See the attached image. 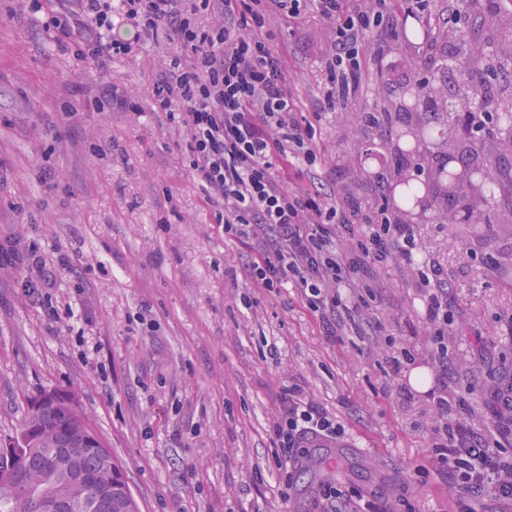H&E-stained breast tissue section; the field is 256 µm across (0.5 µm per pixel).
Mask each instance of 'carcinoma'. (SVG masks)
<instances>
[{
  "instance_id": "1",
  "label": "carcinoma",
  "mask_w": 512,
  "mask_h": 512,
  "mask_svg": "<svg viewBox=\"0 0 512 512\" xmlns=\"http://www.w3.org/2000/svg\"><path fill=\"white\" fill-rule=\"evenodd\" d=\"M512 18L502 20L498 38L504 40L506 51L494 55L486 72L499 79L512 75ZM451 63L430 69L425 75L403 87L396 107H383L364 116L369 124L388 126L387 148L399 159H415L430 167L424 180L427 198H448L454 210V223L469 224V210L493 207L512 195V126L495 125L484 135L471 134L467 139L450 143L445 127L457 121L458 110H469L472 101L460 97L470 88L475 71L481 68L477 58L466 51L468 32L460 25L437 34ZM455 75V108L438 119L428 115L430 99L443 74ZM459 163L462 172L481 171L485 181L480 185L456 184L445 177L448 163ZM37 418L27 414L23 427L6 448L0 449V512H94L96 489L112 481L114 485L110 512H130L138 507L121 466L112 460L110 449L74 448L78 472L67 460L48 447V443L27 436L28 428ZM49 423L57 431L81 433L90 429L83 413L72 402L61 399L50 413Z\"/></svg>"
}]
</instances>
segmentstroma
Wrapping results in <instances>:
<instances>
[{
	"label": "stroma",
	"instance_id": "1",
	"mask_svg": "<svg viewBox=\"0 0 512 512\" xmlns=\"http://www.w3.org/2000/svg\"><path fill=\"white\" fill-rule=\"evenodd\" d=\"M50 0H0V246L13 267L0 276V440L20 432L42 392L70 391L122 464L141 512H309L323 482L387 500L407 494L415 512H446L444 476L429 468L434 412L423 394L398 395L407 373L392 353L412 348L422 303L411 271L392 261L360 277L377 287L380 326L322 336L294 288L255 287L250 242L225 234L201 202L184 130L155 111L158 64L178 53L166 35L139 56L80 62L46 27ZM271 47L303 106L319 95L315 66L329 47L315 15L300 24L268 15ZM397 60L351 104L321 121L320 162L310 180L337 199L379 206L375 173L393 168L387 132L360 116L393 104V89L421 72L425 49L374 32L369 53ZM127 95L139 113L113 107ZM443 269L453 309L481 331L448 343V391L461 419L507 427L487 402L512 375V215L489 211L480 231L439 226L433 211L409 216ZM68 257L42 301L25 296L28 250ZM300 386L345 427L350 453L308 465L290 498L276 480L269 419L282 389ZM424 481L413 478L418 467Z\"/></svg>",
	"mask_w": 512,
	"mask_h": 512
}]
</instances>
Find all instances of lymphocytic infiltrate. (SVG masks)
I'll return each instance as SVG.
<instances>
[{
  "instance_id": "f902f5d3",
  "label": "lymphocytic infiltrate",
  "mask_w": 512,
  "mask_h": 512,
  "mask_svg": "<svg viewBox=\"0 0 512 512\" xmlns=\"http://www.w3.org/2000/svg\"><path fill=\"white\" fill-rule=\"evenodd\" d=\"M50 13L59 42H71L77 59L133 56L158 34L190 50L161 61L153 86L154 107L187 137L189 167L214 207L215 221L238 237H263L249 276L262 288L291 284L315 315L323 336L368 321L376 289L357 283L366 261L394 260L415 271L426 306L417 344L436 349L448 367V340L460 336L451 312L453 296L442 270L422 255L412 224L387 205L365 213L361 237L345 247L337 230L346 209L304 177L314 166L324 114L357 96L368 66L367 33L389 26L386 0H72ZM297 22L316 14L328 26L330 47L318 63L321 93L311 113L300 110L280 56L265 30L269 13ZM207 15L209 25L197 22ZM442 426L432 448L445 467L459 512H477L486 498L512 505V455L504 433L484 431L454 415L446 381L427 393ZM273 443L288 464L315 448H336L346 431L295 385L283 388L270 421ZM320 512H393L377 492L354 493L325 484Z\"/></svg>"
}]
</instances>
